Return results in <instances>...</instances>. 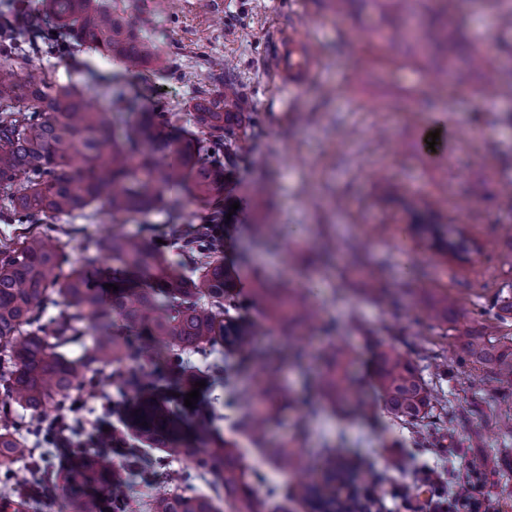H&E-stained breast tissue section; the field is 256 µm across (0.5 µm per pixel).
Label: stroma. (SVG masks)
Listing matches in <instances>:
<instances>
[{
    "label": "stroma",
    "mask_w": 512,
    "mask_h": 512,
    "mask_svg": "<svg viewBox=\"0 0 512 512\" xmlns=\"http://www.w3.org/2000/svg\"><path fill=\"white\" fill-rule=\"evenodd\" d=\"M142 34L163 59L162 70H129L97 51L83 47L69 55H37L35 64L61 83L75 82L97 107L111 106L106 86L123 89L140 112L158 107L187 123L193 98L224 85V62L250 96L259 122L252 126L250 147L227 170L230 190L220 208L230 215L231 232L224 259L239 269L240 296H248L253 279L281 288L308 287L322 323L305 339L309 352L343 343L354 353L353 372L369 383L380 347L392 346L416 364L433 357L448 363L447 378L437 381L448 415L436 425L430 447H417L409 429L392 421L378 403L366 415L350 416L320 403L315 377L285 361L286 387L292 398L316 405L318 413L300 422L297 410L266 431L269 444L282 441L309 451L330 442L337 453L359 456L361 470L382 477L378 502L371 512H412L432 491L427 474L438 477L444 504H451L460 484L472 487L475 512H512V435L490 432L485 416L512 417V384L473 390L462 386V373L489 375L472 362L459 337L431 327L426 310L442 297L454 304L449 324L483 330L484 310L504 281H512V240L503 225H512V209L501 198V182L512 178V91L496 104H485L476 87L445 86L428 90L421 72L369 66L360 51L363 36L380 27L379 14L358 0L344 17L333 15L321 0H107ZM493 0L469 8L464 25L470 39L489 42L490 62L507 61L494 26ZM283 32L312 41L317 48L314 71L294 101L282 111L281 88L270 61L273 34ZM454 127V141L439 140L426 149L423 134ZM434 196L448 200L447 219L466 227L483 249L472 269L464 270L437 254L411 230L413 209ZM169 210L149 221L173 261L183 258V240L198 222L201 207L184 192L169 194ZM272 227L268 244H254L253 226ZM55 233L71 240V261L107 268L101 249L111 233L139 232L140 226L99 209L80 227L53 222ZM340 245L365 244V256L380 264L378 286L396 298L380 306L363 293L354 277L340 278L333 263L321 262L315 246L322 239ZM229 388H209L205 395L219 404L233 423L255 398L249 375L236 358L226 362ZM232 404H225L227 392ZM498 454L500 474H471L472 458ZM399 456L405 469H388L386 458ZM185 462L168 456V474L143 472L132 480L131 512H151L154 497L178 491Z\"/></svg>",
    "instance_id": "1"
}]
</instances>
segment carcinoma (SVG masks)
I'll return each instance as SVG.
<instances>
[{"label":"carcinoma","instance_id":"cac0c4a2","mask_svg":"<svg viewBox=\"0 0 512 512\" xmlns=\"http://www.w3.org/2000/svg\"><path fill=\"white\" fill-rule=\"evenodd\" d=\"M383 18L395 12L397 24L384 34L391 44L413 49L391 59L373 54L368 37V61L374 67L395 66L427 72L456 86H467L472 75L484 72L482 97L496 103L503 88L512 87V65L491 69L486 46L467 40L460 17L466 2L436 0L437 18L413 21L411 0H368ZM45 10L71 45H89L130 69L152 64L162 67L155 46L100 0H46ZM26 30L0 24V222L25 224L19 238L0 245V512H36L41 496L51 491L55 465L35 456L29 438L20 434L14 417L28 412L32 435L56 442L77 422L79 400L86 388L114 385L137 394L121 413L123 429L132 443L115 464L99 446L78 444L66 453V491L61 507L79 512H130L129 480L145 469L163 473L167 458L148 456L145 449L172 450L187 461L179 475L183 490L164 494L151 504L153 512H260L262 502L246 480L240 442L221 433L224 415L210 402L188 408L172 395V385L160 370L177 369L180 387L189 392L205 380L224 384L222 356L232 353L242 369L254 374L261 397L234 424L273 465H293L306 471L321 469L326 480L350 485L354 461L336 455L325 444L306 458L281 443L265 447L267 424L280 418L285 389L280 356L254 348L256 324L249 311L257 308L265 325L290 336H302L319 319L306 294L294 288L256 283L250 296L231 294L235 274L224 267V239L213 224H201L183 242L189 261L173 264L147 224L138 235L114 234L102 243L113 262L112 292L101 303L88 264L68 261L71 240L42 228L49 218L86 219L103 204L114 217H146L166 209L165 192L187 191L208 205L224 193V170L248 144L243 128L250 101L231 78L224 90L193 99L192 128H178L170 113L137 112L126 101L129 120L117 127L108 108H94L76 83L54 81L32 64L21 44ZM444 200L433 197L413 212L415 235L442 254L469 250V238L456 224L441 222ZM359 280L374 287L378 267L350 255ZM59 308L49 322L41 315ZM501 321L512 315V283L496 292L486 311ZM490 332L476 335L455 328L465 353L489 367L487 381L512 382V348H501ZM82 346L77 357L66 353ZM353 352L330 345L317 374L322 400L341 410L368 405L360 379L350 370ZM119 370L112 372L109 367ZM133 365L131 372L125 366ZM430 371L425 377L424 370ZM443 364L420 368L394 347L376 354L373 388L388 414L402 424L421 429L434 411L431 384L445 377ZM27 462L28 468L16 465ZM204 479L209 493H199L195 480ZM295 499L310 512H362L361 491L352 488L343 500L326 497L311 479L295 484L282 500Z\"/></svg>","mask_w":512,"mask_h":512}]
</instances>
